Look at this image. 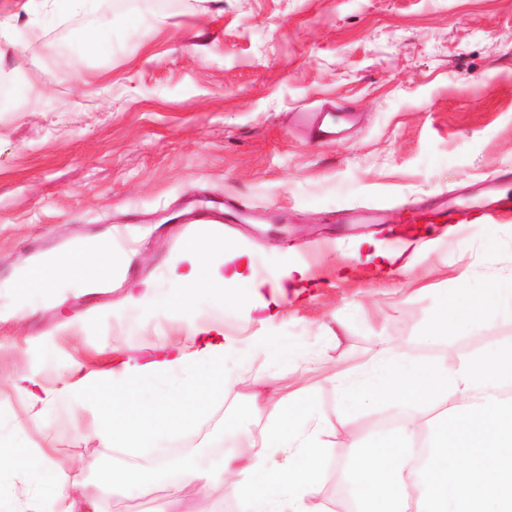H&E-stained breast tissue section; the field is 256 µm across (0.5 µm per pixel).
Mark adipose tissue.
Instances as JSON below:
<instances>
[{"instance_id": "obj_1", "label": "adipose tissue", "mask_w": 512, "mask_h": 512, "mask_svg": "<svg viewBox=\"0 0 512 512\" xmlns=\"http://www.w3.org/2000/svg\"><path fill=\"white\" fill-rule=\"evenodd\" d=\"M112 25L104 35L83 29L104 3ZM176 0H25L22 9L42 26L79 22L69 52L82 59L100 41L121 42L148 14L169 13ZM480 261L491 276L463 270L457 287L446 290L419 336L435 346L415 355L376 337L363 352L339 349L336 337L316 346L289 344L274 332L288 291L307 287L308 265L280 260L266 276L243 242L225 246L223 235L193 237L165 265L163 280L130 284L115 316L136 310L164 317L184 330L191 345L159 341L144 353H118L109 368L74 364L70 379L51 383L29 371L12 386L37 427L49 425L59 406L88 412L78 427L82 440L96 441L101 457L129 458L92 494H83L84 466L62 477L46 448H32L23 430H0V512H102L114 490L137 495L161 482L185 499L183 512L209 501L223 488V503L208 512H512V336L471 348L464 338L512 326V225L478 224ZM355 265L385 270L394 281L408 278L416 261L403 249L360 241ZM124 275L98 239L80 238L65 249L30 259L0 288L18 297H51L54 284L75 280L102 287L101 275ZM254 326L230 335L225 318ZM264 370L251 374L256 357ZM302 377L326 369L332 410L313 390L299 385L281 394L273 383L283 362ZM252 393L244 408L225 418L224 433L238 442L234 452L188 445L187 437L215 403ZM158 401L147 407L144 391ZM373 416L366 429L352 428L359 415ZM162 441L178 442L171 457L155 455Z\"/></svg>"}]
</instances>
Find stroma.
<instances>
[{
  "instance_id": "1",
  "label": "stroma",
  "mask_w": 512,
  "mask_h": 512,
  "mask_svg": "<svg viewBox=\"0 0 512 512\" xmlns=\"http://www.w3.org/2000/svg\"><path fill=\"white\" fill-rule=\"evenodd\" d=\"M72 32L23 29L27 51L0 58L31 87L0 112V281L34 253L119 224L137 241L129 276L158 277L174 218L231 197L248 219L224 226L225 243L251 244L262 265L285 251L313 268L315 298L284 308V333L306 343L328 327L361 351L380 333L408 347L435 304L421 288L480 257L470 225L417 224V208L475 201L488 185L512 195V0H179L87 60L69 55ZM103 86L105 100L90 101ZM325 103L356 110L349 139L314 142L293 125L296 109ZM369 210L387 223H347ZM364 239L438 247L403 291L382 274L338 280L342 249ZM123 295L71 281L63 305L0 321L14 345L0 357V415L67 475L99 459L76 436L88 414L62 406L37 428L9 378L31 368L64 380L76 359L100 366L114 348L184 342L163 319L113 317ZM99 461L88 484L112 467ZM105 512L178 508L154 484Z\"/></svg>"
}]
</instances>
